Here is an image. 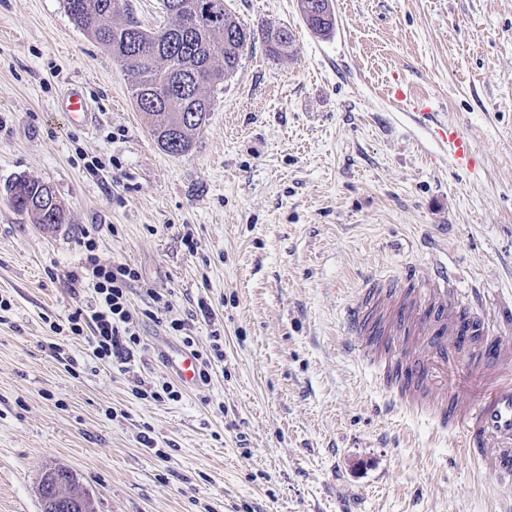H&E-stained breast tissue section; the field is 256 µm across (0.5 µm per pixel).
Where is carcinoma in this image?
<instances>
[{"instance_id":"cac0c4a2","label":"carcinoma","mask_w":512,"mask_h":512,"mask_svg":"<svg viewBox=\"0 0 512 512\" xmlns=\"http://www.w3.org/2000/svg\"><path fill=\"white\" fill-rule=\"evenodd\" d=\"M162 7L171 23L152 29L134 16L129 0H64L73 24L112 55L158 147L170 155H185L212 110L214 89L237 69L241 52L255 41L256 32L238 21L224 0H162ZM302 16L316 34L327 35L335 28L333 10ZM264 42L277 57L293 47L286 28L267 29ZM187 115L196 120L185 119ZM5 192L13 209L33 224L50 230L66 221L58 197L38 179L19 174ZM62 484L78 492L88 512H94L89 494L63 468L47 470L41 480L40 497L51 502V512H68L56 499Z\"/></svg>"}]
</instances>
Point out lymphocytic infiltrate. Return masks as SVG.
Instances as JSON below:
<instances>
[{
  "instance_id": "lymphocytic-infiltrate-1",
  "label": "lymphocytic infiltrate",
  "mask_w": 512,
  "mask_h": 512,
  "mask_svg": "<svg viewBox=\"0 0 512 512\" xmlns=\"http://www.w3.org/2000/svg\"><path fill=\"white\" fill-rule=\"evenodd\" d=\"M95 242L85 245L81 265L66 275L72 290L92 289L90 305L68 315L65 323H51L54 333L68 332L72 336H87L94 356L102 363L127 370L141 345V318H156L171 307L168 295L156 289H145L148 304L142 311L132 310L128 294L140 278L137 269L126 263L101 264Z\"/></svg>"
}]
</instances>
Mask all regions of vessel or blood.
I'll list each match as a JSON object with an SVG mask.
<instances>
[{"label":"vessel or blood","mask_w":512,"mask_h":512,"mask_svg":"<svg viewBox=\"0 0 512 512\" xmlns=\"http://www.w3.org/2000/svg\"><path fill=\"white\" fill-rule=\"evenodd\" d=\"M60 104L73 125L92 126V106L80 87H68ZM436 134L457 167L472 165V144L457 126L438 125ZM450 275L444 265L424 275L413 270L401 275L407 290L388 325L397 336L423 335L414 356L368 345L372 321L388 296L383 280L355 292L344 308V333L364 343L363 358L375 365L398 404L457 434L469 460L497 487L512 489V299L500 301L495 321L487 322L482 299L463 307L448 288ZM463 337L472 339L473 348L462 362L458 343ZM167 360L185 387L196 385L199 364L191 351L175 350Z\"/></svg>","instance_id":"b4317fda"}]
</instances>
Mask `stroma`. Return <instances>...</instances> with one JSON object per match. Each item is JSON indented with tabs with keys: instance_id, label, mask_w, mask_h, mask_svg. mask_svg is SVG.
<instances>
[{
	"instance_id": "stroma-1",
	"label": "stroma",
	"mask_w": 512,
	"mask_h": 512,
	"mask_svg": "<svg viewBox=\"0 0 512 512\" xmlns=\"http://www.w3.org/2000/svg\"><path fill=\"white\" fill-rule=\"evenodd\" d=\"M225 3L248 27L290 29L295 52L256 40L173 156L63 0H0V512H42L57 466L95 512H512L457 435L376 412L384 383L340 321L366 274L426 269L429 239L461 271V300L512 293V0H334L325 37L298 0ZM71 83L91 128L58 107ZM427 95L432 123L415 105ZM439 121L468 135L471 169ZM19 174L54 188L66 223L13 210ZM90 238L101 263L138 269L133 309L144 289L172 294L126 373L49 329L91 301L63 279ZM187 335L222 345L209 382L141 398L173 381L162 356ZM303 1L311 2V4H314L316 2H319L318 0H299V6H300V12L303 16V19L307 25V27L313 31L316 34L319 35H327L330 34L336 24V17H335V11L334 6L333 10L329 11L325 15H321L319 12L314 10V15L307 14L303 10ZM436 134L448 149L452 162L459 168L468 169L473 161V149L469 138L455 125L444 123L436 128ZM66 485L78 492L83 498L88 511L94 512V507L89 494L79 485L73 473L63 468H50L47 470L41 480L40 484V497L42 501V512H69L65 503L56 499V489L61 484ZM49 499L53 510L44 511L46 508L45 500Z\"/></svg>"
}]
</instances>
